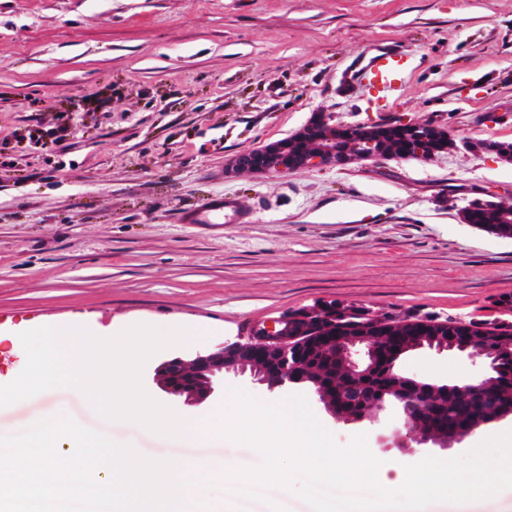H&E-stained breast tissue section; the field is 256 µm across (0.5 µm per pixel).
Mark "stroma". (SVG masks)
I'll use <instances>...</instances> for the list:
<instances>
[{
  "mask_svg": "<svg viewBox=\"0 0 512 512\" xmlns=\"http://www.w3.org/2000/svg\"><path fill=\"white\" fill-rule=\"evenodd\" d=\"M382 50L407 64L390 86L361 68ZM370 127L432 122L455 149L429 160L374 159L285 174L233 170V158L283 138L312 113ZM64 131L53 151L39 136ZM512 142V0H0V379L25 366L20 333L80 322L144 323L204 336L155 354L143 383L156 400L207 416L249 375L188 404L162 391L163 360L194 357L254 323L326 304L383 318L512 322V239L463 223L478 201L512 198V162L473 153ZM235 198L248 221L185 224L187 210ZM399 367L435 383L480 368L419 348ZM310 407L337 444L365 435L383 467L451 447H393L403 419L335 420ZM60 413L158 459L261 462L233 440L187 445L99 417L66 388L0 408V437ZM210 512H312L291 493L215 488Z\"/></svg>",
  "mask_w": 512,
  "mask_h": 512,
  "instance_id": "obj_1",
  "label": "stroma"
}]
</instances>
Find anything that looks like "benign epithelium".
Returning a JSON list of instances; mask_svg holds the SVG:
<instances>
[{"instance_id": "obj_1", "label": "benign epithelium", "mask_w": 512, "mask_h": 512, "mask_svg": "<svg viewBox=\"0 0 512 512\" xmlns=\"http://www.w3.org/2000/svg\"><path fill=\"white\" fill-rule=\"evenodd\" d=\"M395 131L401 132L406 142L397 155L384 151L388 138ZM448 137L447 129L433 123H380L367 129L341 124L324 112H314L310 120L291 135L237 155L232 167L258 174H284L302 168L346 166L377 158L429 160L438 152L446 151L444 142ZM380 321L390 327L396 325L388 317L380 320L369 314L367 320H352L338 332L334 306L313 308L272 322H259L252 326L244 341L224 342L189 361L174 357L161 363L156 368L155 380L162 390L189 403L212 395L218 380L225 375L248 372L253 382L270 390L307 386L335 419L347 422L349 418L340 415L337 408L347 403H368V398L356 386V380L385 351L398 360L405 353L426 346L478 361L486 372L492 373L497 367L495 353L475 349L466 337L455 335L446 321H420L428 338L417 342L374 334L373 325ZM323 353L340 363L348 377L347 391L337 401L326 394L320 380L313 377L314 370L308 367V363L319 361ZM396 377L402 383L415 384L419 387L418 392L403 397L402 387L398 386L395 405L381 401H373L371 405L375 412L395 411L404 418L408 432L394 436L393 444L406 452L418 448H447L469 436V428L451 434L438 428L435 411L440 394L450 390L467 398L473 413L489 417L488 425L512 418L510 397L477 393L469 384H433L426 389L420 380L400 373Z\"/></svg>"}]
</instances>
